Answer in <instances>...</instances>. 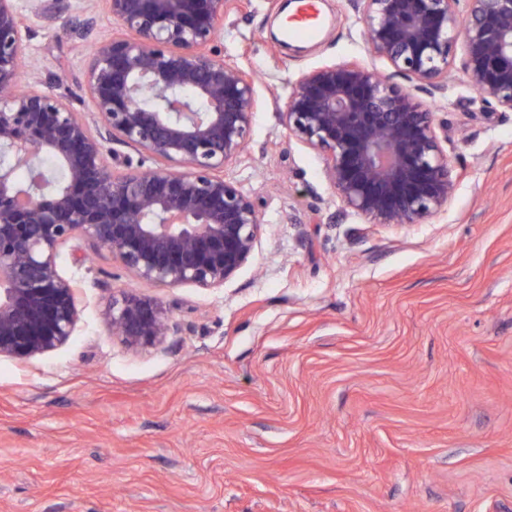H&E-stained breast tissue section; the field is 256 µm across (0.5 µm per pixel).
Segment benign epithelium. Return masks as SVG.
<instances>
[{"label":"benign epithelium","instance_id":"7a95c632","mask_svg":"<svg viewBox=\"0 0 512 512\" xmlns=\"http://www.w3.org/2000/svg\"><path fill=\"white\" fill-rule=\"evenodd\" d=\"M103 2L122 33L95 41L78 112L37 88L32 30L16 0H0V358L27 360L72 336L78 283L61 272L70 242L109 250L141 282L203 289L224 287L258 243L261 216L224 174L245 157L256 78L215 46L241 0ZM351 5L369 54L391 71L357 61L303 71L280 121L323 156L343 215L418 224L457 189L421 94L447 88L460 43L466 82L489 108L512 112V0ZM29 9L49 25L62 17L60 0H29ZM113 142L155 165L128 160L116 173ZM45 157L62 177L41 168ZM22 169L34 173L25 185ZM104 320L137 351L178 332L165 304L134 288L112 292Z\"/></svg>","mask_w":512,"mask_h":512}]
</instances>
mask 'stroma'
Returning <instances> with one entry per match:
<instances>
[{"label": "stroma", "instance_id": "stroma-1", "mask_svg": "<svg viewBox=\"0 0 512 512\" xmlns=\"http://www.w3.org/2000/svg\"><path fill=\"white\" fill-rule=\"evenodd\" d=\"M95 37L102 0H65ZM301 47L269 39L271 0L228 15L218 46L258 77L247 158L225 170L263 224L218 289L137 281L109 250L85 263L71 338L0 359V512H512V112L489 113L453 67L432 110L458 189L422 223L340 217L324 160L278 109L300 72L366 52L347 0H318ZM43 91L86 109L91 40L44 26ZM180 326L148 351L115 338L117 288Z\"/></svg>", "mask_w": 512, "mask_h": 512}]
</instances>
